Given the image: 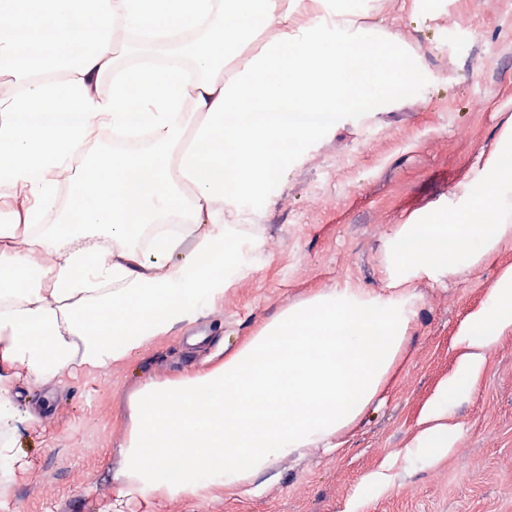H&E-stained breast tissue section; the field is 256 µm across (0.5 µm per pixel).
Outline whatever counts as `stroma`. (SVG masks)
<instances>
[{"label": "stroma", "instance_id": "stroma-1", "mask_svg": "<svg viewBox=\"0 0 512 512\" xmlns=\"http://www.w3.org/2000/svg\"><path fill=\"white\" fill-rule=\"evenodd\" d=\"M400 5L365 0L357 24L403 38L421 66L414 94L337 118L289 160L269 201L237 213L260 246L240 259L222 300L130 360L28 386L33 410L53 409L13 434L30 469L0 495V512H512V331L456 399L448 454H407L427 401L458 367L457 332L512 265V242L479 266L415 280L419 307L385 402L366 408L341 450L278 459L231 491L118 495L131 409L146 385L217 365L289 307L342 282L385 292L400 225L462 206L460 184L499 145L512 119V0ZM199 328L208 339L190 346Z\"/></svg>", "mask_w": 512, "mask_h": 512}]
</instances>
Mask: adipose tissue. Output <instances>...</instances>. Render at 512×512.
<instances>
[{
    "instance_id": "obj_1",
    "label": "adipose tissue",
    "mask_w": 512,
    "mask_h": 512,
    "mask_svg": "<svg viewBox=\"0 0 512 512\" xmlns=\"http://www.w3.org/2000/svg\"><path fill=\"white\" fill-rule=\"evenodd\" d=\"M0 24V204L22 199L0 226V434L37 422L23 395L73 366L100 371L138 354L224 294L245 240L236 208L274 194L290 157L338 115L373 111L418 82L397 34L355 24L356 0H21ZM199 23L188 76L153 71L99 90L118 74L120 33ZM143 120L152 147L83 162L76 209L57 192L88 131ZM486 157L490 192L452 219L405 224L392 291L343 286L289 309L215 367L147 386L132 415L119 479L124 492L194 494L214 477L233 486L273 461L336 439L378 401L417 307L412 278L476 266L512 241V165ZM179 215L144 263L132 232ZM189 254H180L183 241ZM512 329V267L458 338L457 373L424 410L411 455L447 453L452 400Z\"/></svg>"
}]
</instances>
